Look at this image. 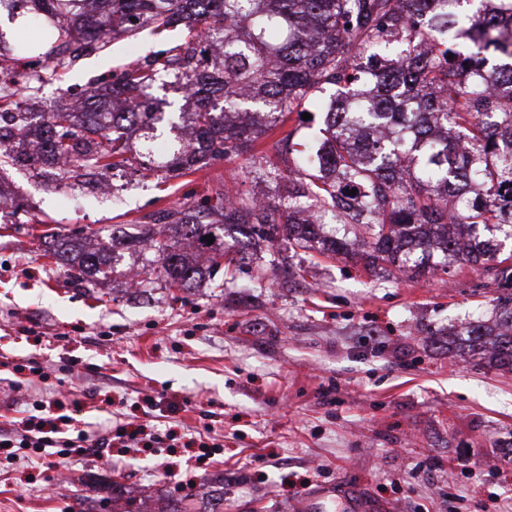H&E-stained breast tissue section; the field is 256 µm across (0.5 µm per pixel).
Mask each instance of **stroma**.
I'll return each instance as SVG.
<instances>
[{
	"mask_svg": "<svg viewBox=\"0 0 512 512\" xmlns=\"http://www.w3.org/2000/svg\"><path fill=\"white\" fill-rule=\"evenodd\" d=\"M182 37L144 30L71 67L43 66L34 109ZM299 124L291 118L262 151L166 181L129 162L107 194L50 189L24 168L0 174V430L55 397L93 438L121 420L221 446L207 459L178 442L55 467L0 463V512H97L109 497L114 512L129 501L157 512L187 487L195 512L219 499L224 512H298L314 488L336 483L382 512H512V371L448 342L491 318L511 283L459 262L414 279L384 263L371 272L281 241L253 245L234 226L224 231L239 249L232 265L212 267L213 247H199L202 273L188 288L129 286L148 254L110 245L109 230L223 187L277 199L281 187L260 172L279 141L305 146ZM33 216L66 241L112 246V271L74 281L45 257Z\"/></svg>",
	"mask_w": 512,
	"mask_h": 512,
	"instance_id": "35a3bbf8",
	"label": "stroma"
}]
</instances>
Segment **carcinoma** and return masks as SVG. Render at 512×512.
Segmentation results:
<instances>
[{
    "mask_svg": "<svg viewBox=\"0 0 512 512\" xmlns=\"http://www.w3.org/2000/svg\"><path fill=\"white\" fill-rule=\"evenodd\" d=\"M60 66L121 35L179 28L182 43L141 59L86 96L105 112L88 125L68 107L46 113L38 152L21 158L9 139L29 113L9 88L22 74L0 64V167L23 165L48 186H70L92 171L98 184L141 155L142 175L176 178L225 153L254 150L295 113H323L324 128L294 165L271 163L266 181L287 185L277 202L226 190L197 205L132 224L123 241L160 260L143 267L168 288L199 276L184 251L219 240L229 225L250 239L379 262L413 276L433 272L435 254L512 281L500 257L512 241V0H20ZM183 93L186 137L153 145L163 112L150 91L160 76ZM144 131L135 142L134 130ZM361 195L344 193L347 184ZM44 256L93 279L106 251L60 243ZM462 349L512 370V294L500 299L495 329L464 332Z\"/></svg>",
    "mask_w": 512,
    "mask_h": 512,
    "instance_id": "carcinoma-1",
    "label": "carcinoma"
}]
</instances>
